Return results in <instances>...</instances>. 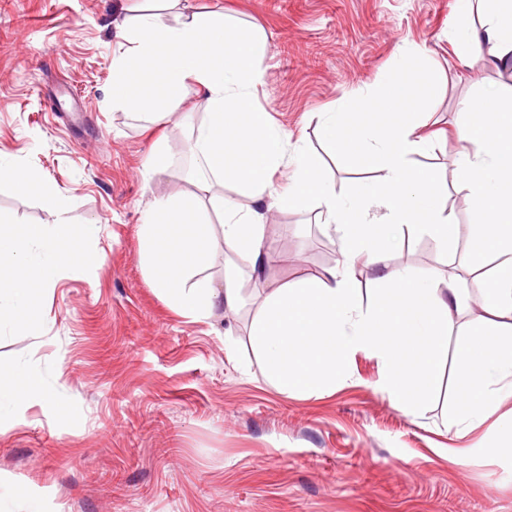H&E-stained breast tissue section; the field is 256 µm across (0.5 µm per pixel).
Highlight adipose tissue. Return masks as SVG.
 <instances>
[{
  "label": "adipose tissue",
  "instance_id": "adipose-tissue-1",
  "mask_svg": "<svg viewBox=\"0 0 512 512\" xmlns=\"http://www.w3.org/2000/svg\"><path fill=\"white\" fill-rule=\"evenodd\" d=\"M163 6L147 0L123 30L126 47L113 60L112 106L161 121L178 108L184 87L204 89L206 117L192 131L193 159L199 187L223 226L221 239H213L196 199L155 200L139 230L155 290L171 309L196 321L209 319L217 306L236 307L242 300L236 271L226 270L217 285L198 277V269L222 246L262 274L277 259L264 236L272 207H313L337 231L343 262L264 295L249 334L267 380L286 394L323 393L345 381L350 356L364 352L381 363L378 388L397 407L415 412L439 388L443 356L451 351L460 378L457 436L496 417L502 400L512 397V277L471 279L482 313L452 347L448 327L462 308L459 282L443 284L435 272L418 275L384 263L386 234L424 232L442 249L457 236L447 184L410 163L429 146L423 94L440 92L438 76L422 89L399 69L374 93L323 113V135L338 153L362 156L378 173L363 193L343 198L305 148H289L287 134L252 103L263 78L266 37L239 34L233 19L217 10L171 21ZM457 9L462 21L450 32L455 56L465 60L487 46L491 66L512 69V0H457ZM477 12L483 22L476 27L469 18ZM456 139L458 189L475 205L469 241L512 268V102L494 90L467 99ZM291 150L296 166L279 191L272 175ZM228 187L246 203L226 196ZM94 231L91 224H19L0 217V328L24 329L20 313L35 289H50L63 270L94 263L93 255L66 247L74 236ZM367 263L380 267L390 288L365 305L356 269ZM29 398L49 400L43 378L20 364L7 367L0 411Z\"/></svg>",
  "mask_w": 512,
  "mask_h": 512
}]
</instances>
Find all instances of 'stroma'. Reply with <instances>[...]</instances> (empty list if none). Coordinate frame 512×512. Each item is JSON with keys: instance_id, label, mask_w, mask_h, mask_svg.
<instances>
[{"instance_id": "1", "label": "stroma", "mask_w": 512, "mask_h": 512, "mask_svg": "<svg viewBox=\"0 0 512 512\" xmlns=\"http://www.w3.org/2000/svg\"><path fill=\"white\" fill-rule=\"evenodd\" d=\"M137 0H0V155L36 171L45 191L15 193L0 180V216L20 224L93 223L75 251L98 260L63 271L38 292L34 330L0 331V367L39 371L53 401H31L0 422V512H512V460L499 456L508 420L471 435L468 463L453 420L456 371L416 414L376 386L381 363L359 352L349 378L323 396L283 394L266 379L248 336L260 306L249 268L243 303L194 321L155 292L137 228L148 205L196 193L181 160L204 118L195 85L169 119L151 123L113 109L118 27ZM224 10L269 51L257 105L290 142L302 143L336 193L376 178L325 140L320 115L367 94L402 61L403 45L426 48L443 80L427 114L432 148L416 155L449 185L458 244L418 251L419 235L388 253L393 267L440 278L470 277L474 207L455 189L458 103L478 88L512 94L484 58L458 60L448 40L455 0H180L177 12ZM165 170L144 174L156 142ZM67 198L58 216L49 195ZM266 240L278 250L262 288L333 267L336 237L310 207L273 208Z\"/></svg>"}]
</instances>
